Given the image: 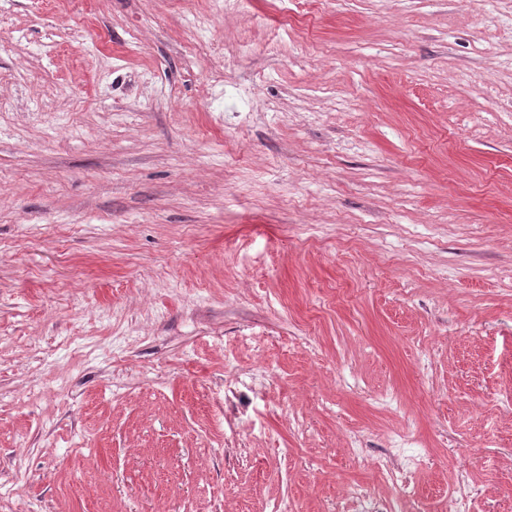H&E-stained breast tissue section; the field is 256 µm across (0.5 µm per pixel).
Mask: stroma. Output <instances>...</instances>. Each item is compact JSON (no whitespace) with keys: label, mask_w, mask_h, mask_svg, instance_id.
<instances>
[{"label":"stroma","mask_w":512,"mask_h":512,"mask_svg":"<svg viewBox=\"0 0 512 512\" xmlns=\"http://www.w3.org/2000/svg\"><path fill=\"white\" fill-rule=\"evenodd\" d=\"M0 26V512H512V0ZM425 464L419 455H407L404 466L397 470H387L388 476L398 489L402 498L411 499L417 506L416 512H473L471 491L463 482L448 487V497L438 508H424L420 504L417 488L413 482L412 474L416 473ZM346 497L350 503L352 511L355 512H392L389 501H379L377 508L374 505L377 502V497L374 495L372 489L364 484H353L346 492ZM374 509V511H373Z\"/></svg>","instance_id":"35a3bbf8"}]
</instances>
